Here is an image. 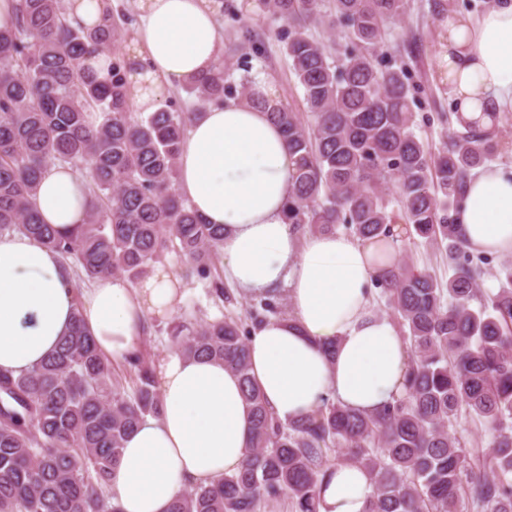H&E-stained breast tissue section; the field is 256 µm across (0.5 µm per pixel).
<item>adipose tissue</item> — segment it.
<instances>
[{
	"instance_id": "adipose-tissue-1",
	"label": "adipose tissue",
	"mask_w": 512,
	"mask_h": 512,
	"mask_svg": "<svg viewBox=\"0 0 512 512\" xmlns=\"http://www.w3.org/2000/svg\"><path fill=\"white\" fill-rule=\"evenodd\" d=\"M221 0H137L128 82L136 107L154 112L166 90L213 71L220 53ZM448 50L438 73L459 119L488 125L512 112V0L477 14L449 11ZM294 157L267 112L249 102L206 109L188 128L176 189L206 223L224 227V280L245 298L285 290L290 311L255 327L250 374L281 423L305 417L324 399L364 415L401 392L409 357L394 321L378 314L370 286L395 268L388 238L302 232L288 219ZM45 223L80 231L90 207L86 179L53 164L33 198ZM457 222L474 251L512 255V165L478 169L463 188ZM181 283L164 265L130 282L112 274L75 295L62 259L24 234L0 235V369L15 373L49 354L72 313L100 354L120 361L146 317H170ZM335 342L327 354V342ZM159 417L125 440L109 485L122 512H168L185 488L238 471L252 411L238 376L223 362L172 356L157 372ZM372 486L356 463L335 467L318 512H365Z\"/></svg>"
}]
</instances>
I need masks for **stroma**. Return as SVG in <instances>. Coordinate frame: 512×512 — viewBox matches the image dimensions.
<instances>
[{
	"mask_svg": "<svg viewBox=\"0 0 512 512\" xmlns=\"http://www.w3.org/2000/svg\"><path fill=\"white\" fill-rule=\"evenodd\" d=\"M217 16L221 37L220 58L224 62V78L239 86L243 76L267 79L274 95L284 104L304 110L303 91L288 67V59L280 35L285 22L261 14L254 0H223ZM490 0H407V10L393 24L384 49L380 68L406 69L408 83L415 102L414 131L429 144L432 151L442 150L449 135L457 130L453 121H445L452 104L448 88L436 74L438 58L444 50L440 25L448 10L477 13ZM251 32L262 44L261 53H254L243 39ZM398 262H409L428 270L439 281H447L448 264L444 250L415 241L408 242L397 254ZM165 265L181 281V298L176 316L195 315L200 321H212L226 316L244 315L250 302L238 297L233 303H214L204 282L187 272L188 264L178 254H168Z\"/></svg>",
	"mask_w": 512,
	"mask_h": 512,
	"instance_id": "obj_1",
	"label": "stroma"
}]
</instances>
